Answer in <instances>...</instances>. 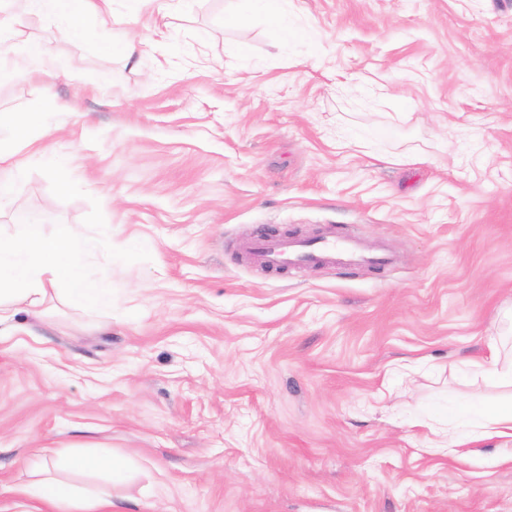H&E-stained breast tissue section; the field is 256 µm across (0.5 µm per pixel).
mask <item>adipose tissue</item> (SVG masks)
Returning a JSON list of instances; mask_svg holds the SVG:
<instances>
[{
    "mask_svg": "<svg viewBox=\"0 0 512 512\" xmlns=\"http://www.w3.org/2000/svg\"><path fill=\"white\" fill-rule=\"evenodd\" d=\"M11 15L8 27L0 26V42L9 41L14 54L0 52V67L18 71L47 70L50 61L40 43L24 30L26 19L39 16L65 28L77 41L91 39L81 23L85 13L111 16L112 0H0ZM37 139L29 134L25 120L9 129L0 128V205L13 195L17 175L23 169L21 156L36 151ZM95 242L75 229L61 226L46 231L43 225L28 224L18 233H0V337L15 335L16 317L25 312L46 316L48 304L59 300L74 311H106L112 307V283L85 274V261ZM60 468L56 455L42 459L43 479L21 485L16 495L36 500L52 512H123V505L108 493H93L55 477Z\"/></svg>",
    "mask_w": 512,
    "mask_h": 512,
    "instance_id": "adipose-tissue-1",
    "label": "adipose tissue"
}]
</instances>
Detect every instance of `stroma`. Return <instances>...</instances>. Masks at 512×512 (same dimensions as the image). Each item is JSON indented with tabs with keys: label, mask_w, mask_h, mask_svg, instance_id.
Returning <instances> with one entry per match:
<instances>
[{
	"label": "stroma",
	"mask_w": 512,
	"mask_h": 512,
	"mask_svg": "<svg viewBox=\"0 0 512 512\" xmlns=\"http://www.w3.org/2000/svg\"><path fill=\"white\" fill-rule=\"evenodd\" d=\"M150 12L82 18L136 64L32 17L52 74L0 73V118L50 120L0 228L111 225L113 284L0 341V512L72 445L135 512H512V443L471 435L512 402L475 374L512 303V0ZM262 226L396 261L252 267ZM238 15L246 17L254 13L271 15L281 28H287L285 17L293 0H234ZM69 464L72 468L93 473H106L112 476V483L122 480V472L115 459L108 455L88 454L70 456Z\"/></svg>",
	"instance_id": "stroma-1"
}]
</instances>
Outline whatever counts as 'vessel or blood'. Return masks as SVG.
<instances>
[{
  "mask_svg": "<svg viewBox=\"0 0 512 512\" xmlns=\"http://www.w3.org/2000/svg\"><path fill=\"white\" fill-rule=\"evenodd\" d=\"M249 261L267 269L341 264L348 267L391 265L393 257L384 249L366 250L355 236H326L314 240L256 234L251 239Z\"/></svg>",
  "mask_w": 512,
  "mask_h": 512,
  "instance_id": "vessel-or-blood-1",
  "label": "vessel or blood"
}]
</instances>
